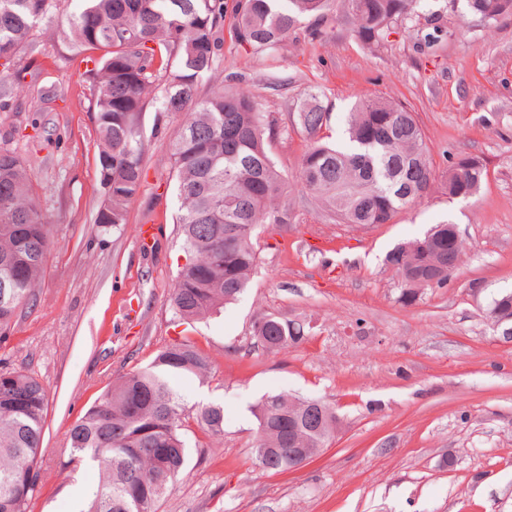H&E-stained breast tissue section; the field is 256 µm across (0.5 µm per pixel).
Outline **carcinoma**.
I'll return each mask as SVG.
<instances>
[{"instance_id":"1","label":"carcinoma","mask_w":512,"mask_h":512,"mask_svg":"<svg viewBox=\"0 0 512 512\" xmlns=\"http://www.w3.org/2000/svg\"><path fill=\"white\" fill-rule=\"evenodd\" d=\"M464 2L486 21L512 13V0ZM67 14L61 37L87 65L90 103L98 131L97 167L103 207L112 224L127 221V206L144 176L142 123L162 90L157 111L186 114L170 145L180 200L177 218L185 252L171 293L176 317L191 322L216 313L249 287L257 261L261 226L288 223L278 200L285 181L267 149L275 120L260 111L252 92L229 75L207 97L199 80L212 76L224 49V0H80ZM357 19L355 36L366 45L388 40L416 12L419 0H344ZM62 0H0V92L20 54L34 45L35 32L52 20ZM335 0H236L233 31L252 51L280 48L302 20L312 18L315 38ZM329 113L309 92L295 125L306 135L300 178L333 207L346 224H388L433 187V160L414 113L381 99H361L347 117L348 144L321 135ZM0 146V330L17 311L37 303L36 287L53 248L49 225L19 154L1 137ZM487 177L483 163L467 170L448 168V198L474 196ZM415 255L396 245L386 256L402 285L400 300L414 289L440 287L456 268V235L438 224L422 238ZM267 352H278L305 336L304 326L268 315L253 326ZM209 356L187 338L160 350L145 367L122 375L71 429L73 459L102 472L87 512H157L174 489L189 454L183 437L184 406L174 381L207 377ZM48 405L39 380L24 371L0 373V512H26L38 480V456ZM257 422L255 464L269 472L288 471L290 448H318L335 434L307 427L318 411L286 394L266 395L252 409ZM205 431L224 432L219 405L199 407Z\"/></svg>"}]
</instances>
